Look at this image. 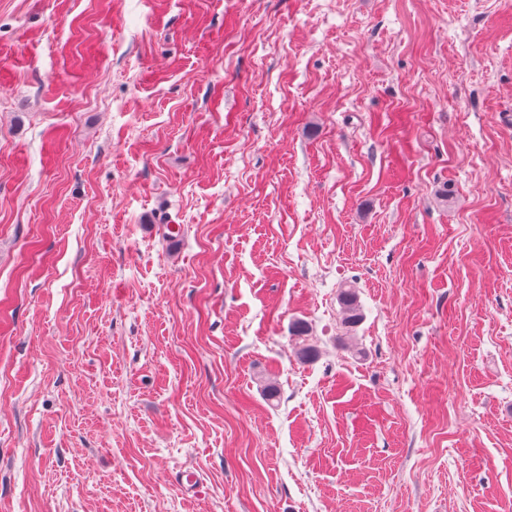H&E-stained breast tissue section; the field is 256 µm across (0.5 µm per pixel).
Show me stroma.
<instances>
[{
	"mask_svg": "<svg viewBox=\"0 0 512 512\" xmlns=\"http://www.w3.org/2000/svg\"><path fill=\"white\" fill-rule=\"evenodd\" d=\"M504 112L512 0H0V512H512ZM339 303L344 312L343 324L352 328L362 321L357 292L354 288H343L338 295Z\"/></svg>",
	"mask_w": 512,
	"mask_h": 512,
	"instance_id": "35a3bbf8",
	"label": "stroma"
}]
</instances>
